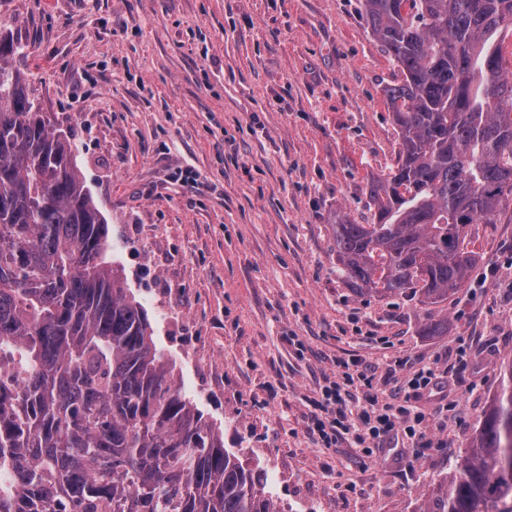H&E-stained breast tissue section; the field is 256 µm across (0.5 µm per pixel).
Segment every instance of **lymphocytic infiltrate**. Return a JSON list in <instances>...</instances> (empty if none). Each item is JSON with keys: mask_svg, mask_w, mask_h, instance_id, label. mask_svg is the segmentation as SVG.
<instances>
[{"mask_svg": "<svg viewBox=\"0 0 512 512\" xmlns=\"http://www.w3.org/2000/svg\"><path fill=\"white\" fill-rule=\"evenodd\" d=\"M337 366L338 374L325 378L313 400L312 436L329 448L345 437L359 448L376 447L399 434L418 447H431L430 426L417 403L438 388L437 367L414 370L398 392L390 393L377 383L372 365L353 359Z\"/></svg>", "mask_w": 512, "mask_h": 512, "instance_id": "lymphocytic-infiltrate-1", "label": "lymphocytic infiltrate"}]
</instances>
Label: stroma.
<instances>
[{
	"instance_id": "35a3bbf8",
	"label": "stroma",
	"mask_w": 512,
	"mask_h": 512,
	"mask_svg": "<svg viewBox=\"0 0 512 512\" xmlns=\"http://www.w3.org/2000/svg\"><path fill=\"white\" fill-rule=\"evenodd\" d=\"M183 395L285 512H423L512 362V204L447 300L350 287L336 226L395 161L400 72L360 0H0ZM442 323L428 333L433 323ZM466 345V366L457 349ZM447 370L433 447L310 435L340 359Z\"/></svg>"
}]
</instances>
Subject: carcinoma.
Segmentation results:
<instances>
[{"mask_svg": "<svg viewBox=\"0 0 512 512\" xmlns=\"http://www.w3.org/2000/svg\"><path fill=\"white\" fill-rule=\"evenodd\" d=\"M362 7L401 74L399 142L336 260L354 288L437 304L476 261L468 227L512 201V0ZM20 49L0 36V512H281L174 384ZM424 512H512V369Z\"/></svg>", "mask_w": 512, "mask_h": 512, "instance_id": "cac0c4a2", "label": "carcinoma"}]
</instances>
